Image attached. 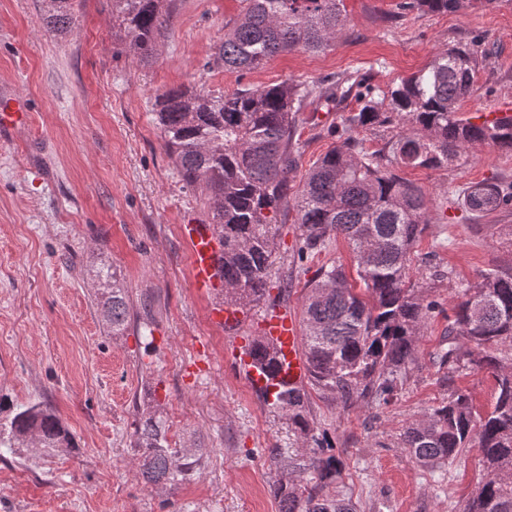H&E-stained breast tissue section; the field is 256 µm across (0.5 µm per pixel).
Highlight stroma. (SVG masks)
I'll list each match as a JSON object with an SVG mask.
<instances>
[{"instance_id": "stroma-1", "label": "stroma", "mask_w": 512, "mask_h": 512, "mask_svg": "<svg viewBox=\"0 0 512 512\" xmlns=\"http://www.w3.org/2000/svg\"><path fill=\"white\" fill-rule=\"evenodd\" d=\"M398 0H345L348 24L321 52L292 50L261 68L227 71L212 59L243 0H170L172 21L155 60L135 59L119 39L108 0H76L66 32L48 33L49 0H0V105L23 102L27 125L0 132V422L20 406H51L74 437L71 452L0 445V512H279L277 455L305 452L273 408L229 363L234 335L211 321L224 292L192 284L186 224H207L204 195L179 178L154 119L156 97L193 86L210 95L275 84L311 83L359 70L373 84L421 71L450 46L481 40L488 51L474 91L460 104L480 116L512 100V0L453 13L398 16ZM305 110L291 187L332 141L330 126L356 110ZM427 194L430 222L416 251L434 253L459 279L512 261V210L482 216L448 207L442 188L465 191L512 177V152L478 146L445 169H407ZM268 296L251 309L242 334L260 335L261 316L283 304L300 312L305 285L334 261L354 273L345 241L307 264L295 254L296 211L278 215ZM116 270L132 314L150 312L153 343L135 328L115 336L93 301L91 269ZM433 291L446 310L447 281ZM432 313L417 361L389 404L342 409L309 390V409L345 470L341 491L358 512H462L483 477L478 449L427 471L401 448L405 427L469 391L479 411L495 401L488 373L440 380L432 365L448 327ZM161 410L174 448H202L201 474L169 493L139 478L131 448L139 412Z\"/></svg>"}]
</instances>
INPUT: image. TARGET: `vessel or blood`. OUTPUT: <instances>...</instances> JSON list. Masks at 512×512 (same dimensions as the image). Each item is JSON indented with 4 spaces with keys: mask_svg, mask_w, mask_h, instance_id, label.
<instances>
[{
    "mask_svg": "<svg viewBox=\"0 0 512 512\" xmlns=\"http://www.w3.org/2000/svg\"><path fill=\"white\" fill-rule=\"evenodd\" d=\"M183 235L190 246L193 286L207 292L221 284L219 259L222 246L218 235L207 224H187ZM231 365L245 374L251 385L273 395L281 384H301L308 365L301 346V329L295 314L285 308L266 310L263 334L236 337Z\"/></svg>",
    "mask_w": 512,
    "mask_h": 512,
    "instance_id": "vessel-or-blood-1",
    "label": "vessel or blood"
}]
</instances>
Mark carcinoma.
I'll list each match as a JSON object with an SVG mask.
<instances>
[{
	"label": "carcinoma",
	"mask_w": 512,
	"mask_h": 512,
	"mask_svg": "<svg viewBox=\"0 0 512 512\" xmlns=\"http://www.w3.org/2000/svg\"><path fill=\"white\" fill-rule=\"evenodd\" d=\"M110 2L130 52L151 61L170 21L164 0ZM245 2L215 56L227 70L255 69L294 49L323 51L347 25L344 0ZM463 4L401 0L399 9L455 12ZM72 20L71 0H51L43 18L51 33L68 29ZM478 65L477 50L455 46L385 90L351 74L311 85L288 79L222 97L180 86L157 98L155 116L168 155L182 181L207 197L224 244V302L246 308L268 292L277 215L301 157L295 139L301 112L313 104L334 107L357 87V111L330 128L333 146L309 167L294 196L298 261L313 260L341 237L365 286V294L356 293L343 264L334 261L306 284L302 302L308 383L344 409L387 404L402 391L419 336L440 307L411 276L414 247L429 223L426 196L399 172L446 168L476 146L512 151V118L477 124L459 112L473 91ZM376 128L389 130V136L371 151L360 132ZM443 193L449 204L473 213L512 209L511 180L477 186L461 200L446 188ZM96 277L103 321L121 336L131 322L125 288L115 271L99 270ZM454 294L448 334L433 364L450 379L491 374L496 401L481 416L468 392L453 390L404 429L401 445L431 470L453 463L467 448L480 449L484 476L464 512H512V264L454 281ZM271 406L288 430L315 448L306 458L280 459L281 478L274 486L279 512H355L335 492L343 463L324 452L325 430L310 414L306 390L284 387ZM0 444L36 445L48 453L75 448L55 411L43 404L24 406L1 422ZM132 448L145 484L161 492L195 479L205 466L203 449L170 446L158 409L140 415Z\"/></svg>",
	"instance_id": "obj_1"
}]
</instances>
